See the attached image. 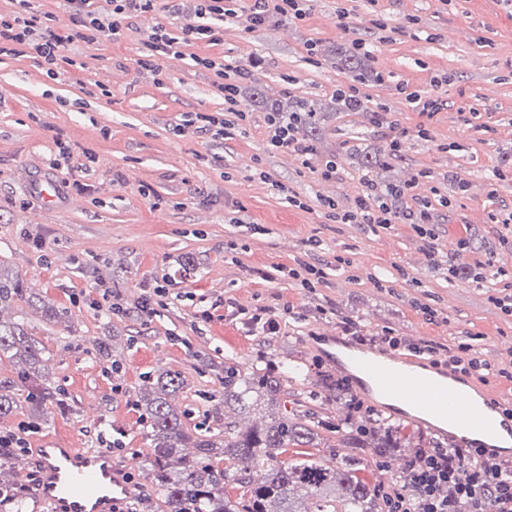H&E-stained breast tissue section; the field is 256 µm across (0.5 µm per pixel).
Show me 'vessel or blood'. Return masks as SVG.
I'll list each match as a JSON object with an SVG mask.
<instances>
[{
    "mask_svg": "<svg viewBox=\"0 0 512 512\" xmlns=\"http://www.w3.org/2000/svg\"><path fill=\"white\" fill-rule=\"evenodd\" d=\"M354 363L368 387L386 399L410 405L411 420L424 424L444 418L475 433H490V420L474 399L477 389L467 380L452 374L445 383H438L428 373V362L421 360L414 369L403 370L375 348L364 350ZM38 455L41 495L51 512H112L118 500L133 494L111 451L65 448L50 441Z\"/></svg>",
    "mask_w": 512,
    "mask_h": 512,
    "instance_id": "1",
    "label": "vessel or blood"
}]
</instances>
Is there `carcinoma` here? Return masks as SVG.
Returning a JSON list of instances; mask_svg holds the SVG:
<instances>
[{
    "label": "carcinoma",
    "instance_id": "obj_1",
    "mask_svg": "<svg viewBox=\"0 0 512 512\" xmlns=\"http://www.w3.org/2000/svg\"><path fill=\"white\" fill-rule=\"evenodd\" d=\"M336 64L356 80L365 82L373 75L370 55L353 48L336 46L330 50ZM355 105L336 96L319 107L298 100L292 106L300 136L320 147L325 126L340 112H359ZM349 157L366 168L377 181L389 168L391 155L382 142L360 143ZM22 281L0 268V307L22 298ZM16 359L20 365L18 380L0 379V419L17 408L16 391L28 387V400L39 407L54 392L45 372L42 349L24 323L0 320V355ZM181 375L161 372L148 378L140 391L139 405L151 440L153 456L149 478L164 499L167 512H304L301 500L314 498V512H383L384 504L376 486L361 476L364 470L360 453L371 448L379 456H388L399 447V428L376 418L361 423L348 422L340 431V448L352 453L341 461L325 462L311 456L288 460L290 448L317 446V427L309 409L282 413L277 410L284 395V376L266 370L243 373L224 368V406L262 414L261 421L247 430L224 421V431L192 433L183 420V412L171 397L183 388ZM195 448L191 455L187 447ZM224 460V468L213 460ZM232 479L239 494L224 493V481Z\"/></svg>",
    "mask_w": 512,
    "mask_h": 512
}]
</instances>
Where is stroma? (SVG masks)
I'll return each instance as SVG.
<instances>
[{
	"label": "stroma",
	"instance_id": "stroma-1",
	"mask_svg": "<svg viewBox=\"0 0 512 512\" xmlns=\"http://www.w3.org/2000/svg\"><path fill=\"white\" fill-rule=\"evenodd\" d=\"M250 6L238 0L219 42L195 41L155 72L137 64L146 33L180 26L161 12L104 43L85 71L65 69L54 80L34 51L0 56V266L18 274L25 291L0 319L24 322L55 389L28 440L34 448L47 440L95 448L105 434L151 512L166 506L149 479L151 445L137 394L157 371L184 378L174 403L188 427L220 430L225 367H302L303 389L314 394L323 423L317 457L345 456L335 442L348 418L384 414L410 437V447L388 458L364 452L365 477L388 487L434 433L384 411L379 398L354 385L346 402L326 401L334 382L351 376L334 365L342 320L368 335L390 328L406 344L467 342L512 365V316L495 302L512 289V277L497 272L512 266V235L489 220L491 211L512 208V0H351L343 19L340 0H311L303 19L277 17L251 30ZM379 20L386 28L372 52L378 78L361 86L366 109L340 114L325 130L339 178L318 177L322 154L307 168L294 153L267 152L258 97L331 99L352 78L324 49L370 38ZM196 55L223 58L228 67L258 62L259 95L237 98L251 126L221 141L185 127L191 114L224 107L212 92L213 72L196 67ZM445 74L451 83L437 84ZM89 83L108 86L111 98L86 97L81 88ZM409 92L444 106L423 114L406 101ZM383 104L407 133L384 180L415 178L416 194L435 188L448 198L433 226L446 269L433 266L410 225L339 224L323 207L331 200L343 212L362 194L367 172L345 153L359 140L381 139L368 112ZM422 128L429 139L419 137ZM58 139L70 142L73 157L55 170L49 156ZM89 154L97 162L86 171ZM40 177L57 182L60 204L34 195ZM74 180L88 189L70 210L64 201ZM288 192L304 208L289 205ZM301 262L323 269L315 290L284 276ZM173 275L168 293L154 296L156 283ZM146 297L148 316L140 311ZM45 304L61 318L46 321ZM260 307L276 315V333L245 323L243 311ZM430 309L435 318L427 317ZM102 343L105 358L95 352Z\"/></svg>",
	"mask_w": 512,
	"mask_h": 512
}]
</instances>
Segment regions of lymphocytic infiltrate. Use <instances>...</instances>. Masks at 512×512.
<instances>
[{"label": "lymphocytic infiltrate", "mask_w": 512, "mask_h": 512, "mask_svg": "<svg viewBox=\"0 0 512 512\" xmlns=\"http://www.w3.org/2000/svg\"><path fill=\"white\" fill-rule=\"evenodd\" d=\"M57 12H39L33 0H8L0 11V55L17 54L19 47L33 50L49 78L62 66L87 68L92 52L102 42L120 35L126 21L163 9L181 19L178 32L157 26L143 42L145 52L138 64L154 67L157 60L177 54L193 41L214 38L225 18L235 16L234 0H57ZM196 66L213 71L220 80L214 88L225 108L220 112L195 113L193 121L213 139L230 137L247 126L246 113L236 111V88L247 69L225 75L223 60L194 56ZM267 147L294 152L309 162L314 149L295 132L290 117L281 112L265 115ZM339 224H366L388 228L395 221L385 194L367 184L351 211L333 216ZM449 369L486 383L493 378L512 381V369L499 367L471 344L459 343L449 351ZM385 512H512V462L487 455L479 448H427L422 459L409 465L404 483L382 492Z\"/></svg>", "instance_id": "1"}]
</instances>
